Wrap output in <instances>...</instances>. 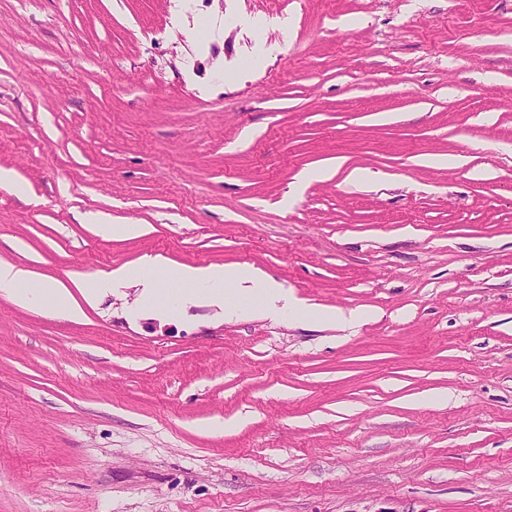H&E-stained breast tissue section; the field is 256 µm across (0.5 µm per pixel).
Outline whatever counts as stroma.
Here are the masks:
<instances>
[{"mask_svg": "<svg viewBox=\"0 0 512 512\" xmlns=\"http://www.w3.org/2000/svg\"><path fill=\"white\" fill-rule=\"evenodd\" d=\"M1 168L34 281L253 265L308 309L0 295V512H512V0H0ZM92 224H97L100 234L107 237L136 238L148 232L143 224H112V219L106 215H94L87 219Z\"/></svg>", "mask_w": 512, "mask_h": 512, "instance_id": "1", "label": "stroma"}]
</instances>
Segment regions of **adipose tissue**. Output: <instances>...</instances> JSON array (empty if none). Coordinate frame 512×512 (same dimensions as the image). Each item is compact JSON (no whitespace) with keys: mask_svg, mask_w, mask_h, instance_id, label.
<instances>
[{"mask_svg":"<svg viewBox=\"0 0 512 512\" xmlns=\"http://www.w3.org/2000/svg\"><path fill=\"white\" fill-rule=\"evenodd\" d=\"M165 276L170 284L163 291L152 290L157 276ZM29 273L14 264L0 261V294L14 301L36 308L57 311L77 319L83 310L71 300L68 287L59 280L49 279L35 287H27ZM115 283H137L146 285L145 305L170 308L191 300L197 294H205L224 306L228 315H241L247 311V303L259 300L267 314L281 315L283 311L304 310L303 302L291 297L284 288L262 270L253 266L209 265L206 267H172L154 259L140 264L122 266L104 278L84 281L89 297H96Z\"/></svg>","mask_w":512,"mask_h":512,"instance_id":"obj_1","label":"adipose tissue"}]
</instances>
